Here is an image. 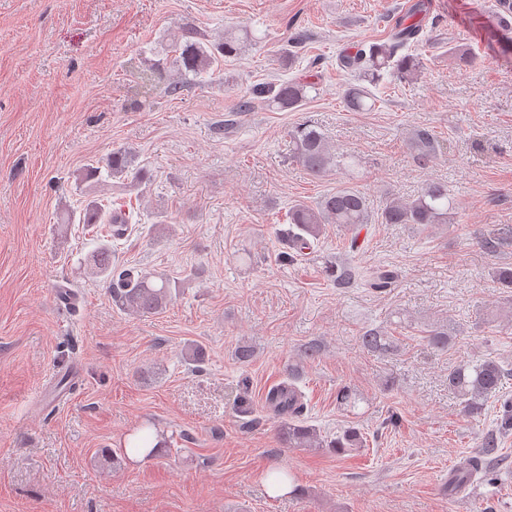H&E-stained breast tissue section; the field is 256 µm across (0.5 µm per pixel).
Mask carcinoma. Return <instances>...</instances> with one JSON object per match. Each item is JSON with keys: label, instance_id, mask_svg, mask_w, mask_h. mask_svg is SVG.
Wrapping results in <instances>:
<instances>
[{"label": "carcinoma", "instance_id": "carcinoma-1", "mask_svg": "<svg viewBox=\"0 0 512 512\" xmlns=\"http://www.w3.org/2000/svg\"><path fill=\"white\" fill-rule=\"evenodd\" d=\"M427 12L426 0H417L405 21L399 23L384 42H375L361 48L353 55L339 57L340 68L358 73L363 81L376 83L386 75L406 78L419 69V62L413 55L402 53L410 44L419 41L423 31L419 16ZM251 41L246 29L226 30L224 39L207 44L200 40L193 28H185L181 38L174 44L172 67L177 77L167 78V91L175 96L181 92L187 80L197 79L219 67L224 58L233 56L242 46ZM309 84L296 80H282L278 83H263L242 96L239 110L249 112L258 101L280 110H294L307 98ZM347 106L353 112H368L375 109L376 98L365 86L351 89L347 95ZM292 154L294 160L310 175L323 176L332 168L348 165L346 157H337L328 145L320 128L303 122L291 130ZM414 161L425 166L436 157L437 141L431 129L420 127L410 140ZM107 177L132 185L147 181V173L134 167L130 154L116 150L104 161ZM109 205L92 200L80 211L82 224H108L106 218ZM455 202L445 182H428L418 194L408 200L387 198L379 207H373L369 198L354 188H341L323 197L316 206L299 203L289 210L288 222L296 229L289 239L295 249H303L309 239H317L326 224H342L355 229L362 224H410L415 229L427 228L433 224H446L452 219ZM92 274L109 282L112 300L122 311L129 314L154 313L163 309L173 299V292L179 290L176 281L165 274H142L126 270L120 273L112 270V251L106 244L95 248L89 256ZM325 274L336 287L348 288L357 278V271L351 266L330 265ZM396 272L381 267L371 273L368 283L375 289L388 288L394 282ZM362 344L369 351L386 348V337L382 330L369 328L362 334ZM509 373L496 361L487 359L462 364L448 370V387L461 400L464 412L478 414L485 399L498 392ZM280 416L294 418L301 409L294 408V395L271 396ZM283 441L289 448H331L341 454L361 443L358 433L345 430L331 440L320 438L315 428L300 422H288L282 432ZM149 435L140 431L133 433L128 447L120 449L144 452V457L154 456L155 451L147 449Z\"/></svg>", "mask_w": 512, "mask_h": 512}]
</instances>
